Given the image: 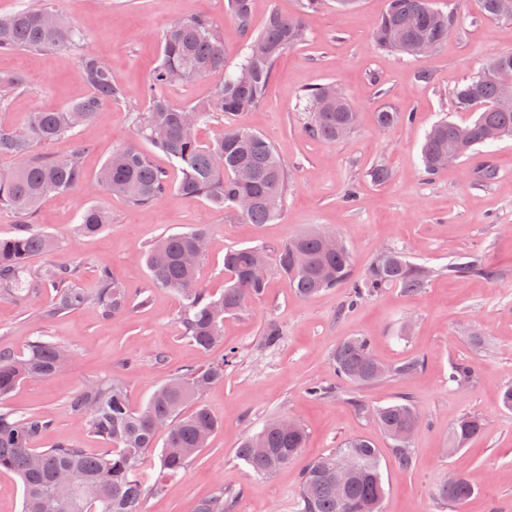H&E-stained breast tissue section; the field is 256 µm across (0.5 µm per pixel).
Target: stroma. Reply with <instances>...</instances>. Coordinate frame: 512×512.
I'll use <instances>...</instances> for the list:
<instances>
[{
    "label": "stroma",
    "instance_id": "stroma-1",
    "mask_svg": "<svg viewBox=\"0 0 512 512\" xmlns=\"http://www.w3.org/2000/svg\"><path fill=\"white\" fill-rule=\"evenodd\" d=\"M81 30L85 48L112 65L121 102L104 106L73 135L42 146L45 154L82 155L87 179H94L112 152L134 143L132 116L144 111V88L159 57L161 38L175 20L205 15L224 37V73L162 88L174 105L188 106L212 96L225 73L234 72L246 45V31L226 14V0H49ZM454 13L456 28L432 56L414 57L378 50L374 29L387 0H357L344 9L323 0L301 13L300 0H254L251 28L260 29L270 11L302 14V41L279 59L263 103L234 119L215 116L198 131L213 142L227 123L262 134L289 173L288 192L278 217L247 224L232 211L168 190L151 207L138 208L105 191L76 188L45 198L35 227L57 241L54 251L31 257L29 265L74 270V285L97 286L107 267L128 288L131 302L119 315H103L96 304L56 312V293L31 289L26 300L0 292V353L26 354L38 339L67 348L72 359L57 374L22 383L0 409L20 417L43 416L48 429L40 448L69 444L93 453L111 452L70 412L71 396L91 383L120 382L129 404L140 409L153 391L179 369L221 359L235 352L224 379L200 398L221 422L206 448L163 493L145 490L143 512H195L198 503L223 489L227 512H300L299 485L304 466L354 436L370 438L380 451L386 496L381 512H512V411L501 391L512 385V136L475 148L437 174L425 173L424 136L436 122L471 120L456 111L454 89L492 56L512 52V18L483 17L478 0H432ZM82 49L0 54V73L25 77L23 88L0 105V126L17 128L27 114L59 110L84 98L80 80ZM333 83L359 116L348 137L329 143L310 136L305 89ZM401 116L390 128L375 120L379 110ZM391 172L387 183L371 180L374 167ZM493 179L481 177L484 167ZM100 205L112 222L94 236L80 234L78 216ZM206 225L209 243L198 268V285L220 294L228 280L224 254L230 248L258 246L275 253L312 229L335 233L353 251V276L361 278L387 250L403 252L431 270L420 292L384 288L354 299L350 284L311 298L299 297L288 279L270 271L266 292L224 318V344L203 354L183 334L184 300L156 286L139 255L160 237ZM478 260L496 270L495 278L454 279L448 266ZM278 336L268 341L267 326ZM364 337L386 366L416 358V374L390 376L358 386L341 379L332 358L339 344ZM474 368L469 381L454 382L450 366ZM328 389L319 398L312 387ZM368 408L410 401L421 424L410 441L411 462L402 465ZM482 419L481 433L465 447L450 445V432L462 416ZM290 418L306 429L298 459L261 476L235 454L246 436L269 421ZM454 475L470 480L474 494L459 505L442 503L439 486Z\"/></svg>",
    "mask_w": 512,
    "mask_h": 512
}]
</instances>
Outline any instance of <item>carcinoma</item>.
<instances>
[{
	"instance_id": "obj_1",
	"label": "carcinoma",
	"mask_w": 512,
	"mask_h": 512,
	"mask_svg": "<svg viewBox=\"0 0 512 512\" xmlns=\"http://www.w3.org/2000/svg\"><path fill=\"white\" fill-rule=\"evenodd\" d=\"M253 0H227L226 9L239 25L250 26ZM430 0H388L373 32L381 49L416 55L417 46L427 43L435 51L447 39L456 19H434ZM303 36V20L273 11L263 28L250 34L238 71L224 77L213 96L187 107L171 104L159 89L188 84L208 74L224 71V45L220 30L206 17L173 22L162 38L161 53L147 88V109L135 117V134L164 153L181 172L177 190L188 198L203 199L211 207L238 213L249 224H266L278 214L288 183L286 166L272 144L262 135L238 127H227L212 144L201 145L197 128L210 122L214 113L230 117L259 106L266 94L279 56ZM84 42L81 31L56 10L43 4H28L0 16V53L20 50H49ZM512 69V53L489 58L465 83L456 87L453 102L458 112H473L475 119L465 125L443 120L425 134L422 161L429 174L440 171L437 158L448 147L460 146L466 157L475 147L512 136V104H501L496 74ZM80 79L90 94L56 112H31L19 130L0 127V157L10 156L18 165L0 178V209L19 218L22 229L11 237H0V288L21 301L32 288H51L57 293L56 311L81 308L95 302L107 315L123 312L128 290L112 279L109 269L99 272L98 288L90 295L71 285L73 271L59 268L33 270L28 259L49 253L55 239L33 229L31 220L39 202L49 194L68 192L84 184L81 153L55 158L34 151L65 137L93 121L106 104L120 102L121 90L112 85L110 65L91 51L82 54ZM25 84L19 74L0 75V100L7 99ZM309 104V135L335 142L346 138L356 125L358 112L350 101L336 98V87L306 90ZM95 187L127 197L138 207L151 205L168 188L165 171L157 168L148 153L134 144L114 153L101 168ZM253 198L242 211L238 200ZM112 223L107 210L87 207L80 216L79 231L95 235ZM207 241L203 224L158 239L146 252V264L153 282L183 294L186 303L182 323L185 336L205 355L224 341V315L240 310L248 301L264 294L266 282L253 280L249 272L266 254L257 247L232 248L224 254V270L230 284L215 297L196 284L197 265L185 256L198 242ZM274 265L287 276L295 292L312 297L352 277L353 255L349 248L330 252L315 231L297 237L276 253ZM494 271L473 260L448 266V276L490 277ZM427 273L397 251H386L370 265L366 274L352 284L361 298L381 288H400L414 293L425 286ZM370 343L364 338L346 341L336 348L333 362L338 375L356 384H369L389 375L416 372L420 362L408 360L390 369L370 360ZM68 353L58 345L37 340L28 353L15 358L0 354V400L24 380L53 376L68 362ZM224 379V362L206 360L178 370L160 385L139 410L128 404L123 386L117 382L81 390L69 400L71 413L86 420L92 433L112 444V453L92 455L66 444L34 448V441L47 429L39 415L15 418L0 412V470L16 474L23 485V512H142L143 485L140 469L148 449L154 447L162 425L165 442L160 454V472L155 490L164 489L168 479L177 477L204 447L220 426L219 420L199 401L210 385ZM379 429L392 440V448L408 464V438L417 428L418 412L407 402L381 406L372 411ZM482 430L481 420L462 416L452 427L453 442L462 447ZM307 432H283L278 421L246 437L237 458L254 473L267 475L292 464L306 446ZM349 458L357 473L343 494L336 493V466ZM473 485L464 477L453 487L438 488L440 500L461 504L472 496ZM386 495L379 451L366 437L345 440L333 453L310 461L301 473L302 512H363L373 505L381 512ZM195 512H224V490L202 500Z\"/></svg>"
}]
</instances>
